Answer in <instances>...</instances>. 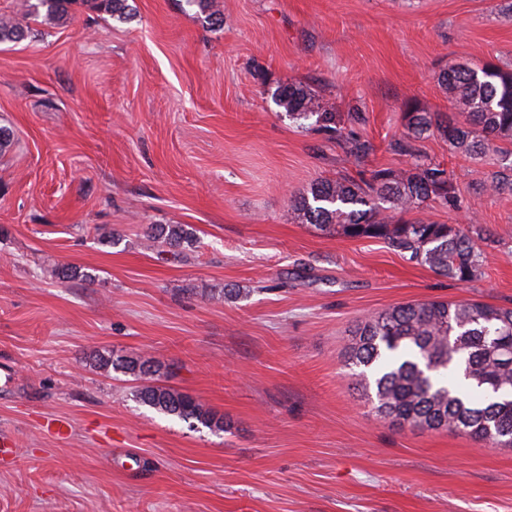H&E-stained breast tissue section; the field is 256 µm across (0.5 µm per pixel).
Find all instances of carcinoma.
I'll return each instance as SVG.
<instances>
[{"mask_svg": "<svg viewBox=\"0 0 512 512\" xmlns=\"http://www.w3.org/2000/svg\"><path fill=\"white\" fill-rule=\"evenodd\" d=\"M92 6L126 18L128 0H35L34 16L69 14L74 5ZM32 34L22 21L0 17V43L20 42ZM441 83L454 112L433 119L411 102L403 114L405 132L391 148L415 159L408 171L378 168L367 180L342 175L311 185L292 207L303 224L347 238H377L409 260L459 284L481 274L482 245L488 226L440 224L421 218L394 219L428 201L458 206L453 175L440 164L420 159L416 142L435 127L456 155L475 162L492 161L494 171L483 191H512V69L492 60L480 65L448 66ZM275 103L292 120L316 118L334 131L336 115L322 110L310 90L298 83L281 86ZM147 239L155 246L193 244L182 224H159ZM349 370L373 368L374 409L381 417L420 430L444 429L477 442L512 447V308L472 301H429L393 306L358 323L345 355ZM145 384L139 401L183 421L194 420L212 431L224 430V418L191 396L158 385L159 372L148 359L99 360Z\"/></svg>", "mask_w": 512, "mask_h": 512, "instance_id": "obj_1", "label": "carcinoma"}]
</instances>
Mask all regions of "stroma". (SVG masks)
I'll return each instance as SVG.
<instances>
[{"label":"stroma","instance_id":"obj_1","mask_svg":"<svg viewBox=\"0 0 512 512\" xmlns=\"http://www.w3.org/2000/svg\"><path fill=\"white\" fill-rule=\"evenodd\" d=\"M128 2L0 44V437L17 450L0 512H512V447L392 425L344 366L381 309L512 307V192H478L491 166L439 131L418 141L461 199L422 218L495 232L464 286L291 206L344 172L410 169L390 148L405 102L443 115L448 65L512 68V0H211L220 26L186 0ZM291 82L337 133L275 104ZM353 139L374 147L357 166ZM155 224L198 242L149 246ZM102 356L150 359L223 431L141 404Z\"/></svg>","mask_w":512,"mask_h":512}]
</instances>
